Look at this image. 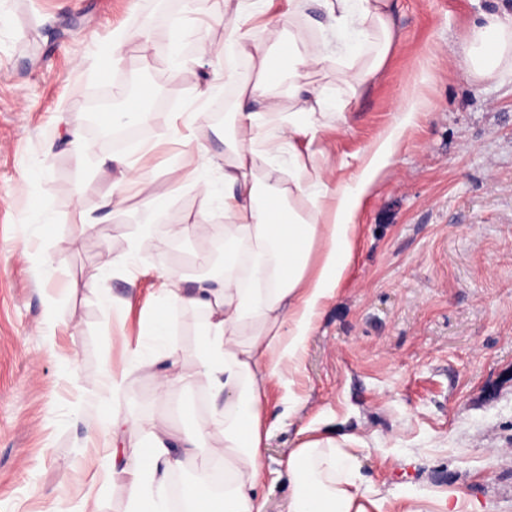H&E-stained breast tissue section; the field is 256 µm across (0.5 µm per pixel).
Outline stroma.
Returning <instances> with one entry per match:
<instances>
[{
    "mask_svg": "<svg viewBox=\"0 0 512 512\" xmlns=\"http://www.w3.org/2000/svg\"><path fill=\"white\" fill-rule=\"evenodd\" d=\"M392 4L383 67L347 126L328 117L321 135L337 179L354 173L400 103L415 114L369 191L354 263L300 372L268 390L266 512H288L290 448L345 434L359 439L373 493L435 488L473 512H512V62L478 81L463 51L483 13L511 14L512 0ZM225 22L214 0H0V512H125L102 466L110 446L134 447L149 418L190 430L210 417L213 397L190 377L201 310L171 314L185 382L162 397L155 371H136L115 409L100 406L106 373L150 349L141 325L159 274L192 282L209 271L198 234L166 236L203 209L192 184L170 193L151 248L111 272L101 262L128 251L141 198L124 188L110 215L103 201L118 179L110 157L148 177L223 158L225 116L195 100L217 61L199 57L194 38L202 28L223 47ZM142 26L149 41L114 47L116 31ZM177 51L186 71L167 67ZM127 84L151 90L158 118L117 149L83 104ZM291 392L301 402L288 415ZM88 416L103 420L93 437Z\"/></svg>",
    "mask_w": 512,
    "mask_h": 512,
    "instance_id": "35a3bbf8",
    "label": "stroma"
}]
</instances>
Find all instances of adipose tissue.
<instances>
[{
  "instance_id": "adipose-tissue-1",
  "label": "adipose tissue",
  "mask_w": 512,
  "mask_h": 512,
  "mask_svg": "<svg viewBox=\"0 0 512 512\" xmlns=\"http://www.w3.org/2000/svg\"><path fill=\"white\" fill-rule=\"evenodd\" d=\"M265 2L224 0V65L197 91L203 101L221 82L235 92L224 160L207 161V173L193 180L204 203L218 202L224 218V269L192 287L178 273H161L144 319L155 350L135 357L137 368L162 366L160 387L183 380L169 341L170 313L206 310L196 333V378L221 401L209 425L198 429L145 422L143 443L126 467L112 472L124 488L126 512H170L168 476L189 463L195 476L183 488L186 512H265L267 391L275 379L299 372L316 323L351 266L362 199L413 117L411 106H401L356 173L337 180L335 164L316 141L328 115L345 125L359 92L384 65L395 40L390 0H315L328 21L323 37L284 38L271 27L261 39L245 22ZM464 52L475 77H492L512 54V15L485 14ZM240 60L251 63L253 78L239 76ZM281 65L288 70L284 101L271 91ZM334 66L347 72L345 90L336 93L311 79L313 71ZM215 433L223 446L200 451V442ZM286 466L293 484L288 512H429L433 506L470 512L450 492L409 494L399 508L374 496L362 487L358 455L330 438L301 442Z\"/></svg>"
}]
</instances>
